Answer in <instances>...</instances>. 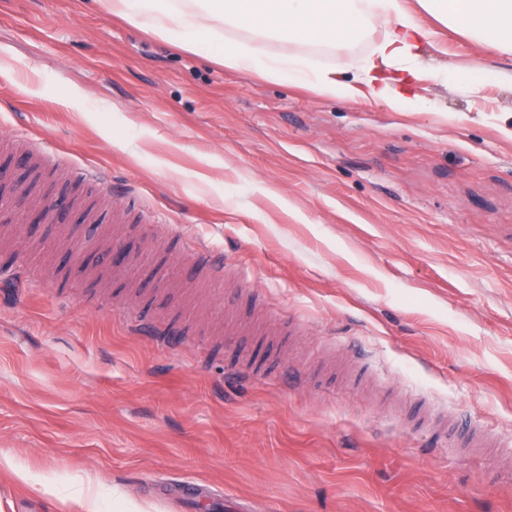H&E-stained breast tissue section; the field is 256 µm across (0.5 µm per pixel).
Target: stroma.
Returning <instances> with one entry per match:
<instances>
[{"instance_id":"35a3bbf8","label":"stroma","mask_w":512,"mask_h":512,"mask_svg":"<svg viewBox=\"0 0 512 512\" xmlns=\"http://www.w3.org/2000/svg\"><path fill=\"white\" fill-rule=\"evenodd\" d=\"M405 5L429 37L397 110L358 79L325 97L226 69L92 0H0V163L49 154L42 187L0 195V254L33 275L0 283V512H190L191 482L254 512H512L500 462L414 418L512 454V82L465 79L512 60ZM392 29L314 54L341 69ZM188 240L238 277L187 274ZM258 303L298 326L285 366L309 387L265 372L266 337L225 335ZM131 312L189 334L164 349ZM350 346L368 392L317 376Z\"/></svg>"}]
</instances>
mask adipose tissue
I'll return each instance as SVG.
<instances>
[{
  "label": "adipose tissue",
  "mask_w": 512,
  "mask_h": 512,
  "mask_svg": "<svg viewBox=\"0 0 512 512\" xmlns=\"http://www.w3.org/2000/svg\"><path fill=\"white\" fill-rule=\"evenodd\" d=\"M442 24L512 57V0H419ZM99 9L154 38L185 50H220L225 68L254 72L277 82L289 79L336 97L350 90L342 71L324 68L309 55H273L268 39L340 48L356 40L374 19L395 27L358 64L374 99L406 105L405 89L416 74V50L426 31L403 0H97ZM232 28L246 37L228 38Z\"/></svg>",
  "instance_id": "1"
}]
</instances>
